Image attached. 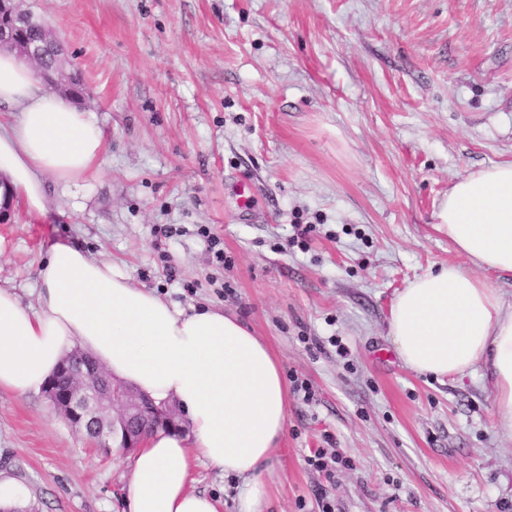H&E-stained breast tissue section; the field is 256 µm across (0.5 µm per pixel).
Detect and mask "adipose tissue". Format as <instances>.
<instances>
[{
  "label": "adipose tissue",
  "mask_w": 512,
  "mask_h": 512,
  "mask_svg": "<svg viewBox=\"0 0 512 512\" xmlns=\"http://www.w3.org/2000/svg\"><path fill=\"white\" fill-rule=\"evenodd\" d=\"M0 181L27 214L45 212V175L72 185L98 173L106 137L92 114L43 89L16 54L0 51ZM435 229L471 264L417 277L399 291L388 334L403 365L433 377L490 371L501 431L512 437V306L472 268L512 274V163L459 178ZM37 312L0 286V388L43 387L79 348L116 380L176 403L191 432L157 431L131 459L128 512H219L191 489L195 463L239 478L238 512H264L288 386L268 344L236 316L179 308L132 284L127 270L79 247L53 245L38 271Z\"/></svg>",
  "instance_id": "1"
}]
</instances>
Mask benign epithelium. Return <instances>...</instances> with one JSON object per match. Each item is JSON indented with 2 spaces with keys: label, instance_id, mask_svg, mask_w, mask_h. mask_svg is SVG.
<instances>
[{
  "label": "benign epithelium",
  "instance_id": "obj_1",
  "mask_svg": "<svg viewBox=\"0 0 512 512\" xmlns=\"http://www.w3.org/2000/svg\"><path fill=\"white\" fill-rule=\"evenodd\" d=\"M0 47L17 51L50 85L57 86V80L43 65L42 53L17 43L11 30L0 29ZM45 392L55 411L94 447H102L107 453L112 452L114 439L119 440L118 448L136 450L152 426L180 429L176 410L161 408L150 398L111 379L93 360L78 366L64 359L47 380Z\"/></svg>",
  "mask_w": 512,
  "mask_h": 512
}]
</instances>
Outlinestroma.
Wrapping results in <instances>:
<instances>
[{
	"label": "stroma",
	"mask_w": 512,
	"mask_h": 512,
	"mask_svg": "<svg viewBox=\"0 0 512 512\" xmlns=\"http://www.w3.org/2000/svg\"><path fill=\"white\" fill-rule=\"evenodd\" d=\"M22 3L80 72L107 152L78 185L45 176L40 220L14 205L0 285L35 306L61 241L251 326L312 392L288 394L269 512H321L322 489L335 512H512L486 369L419 375L388 336L402 288L467 263L433 228L442 198L512 162V0ZM160 224L177 234L157 240ZM316 448L351 464L326 481L306 463ZM130 460L94 449L45 393L0 390V478L39 512H126ZM192 477L236 512L239 479L202 462Z\"/></svg>",
	"instance_id": "obj_1"
}]
</instances>
